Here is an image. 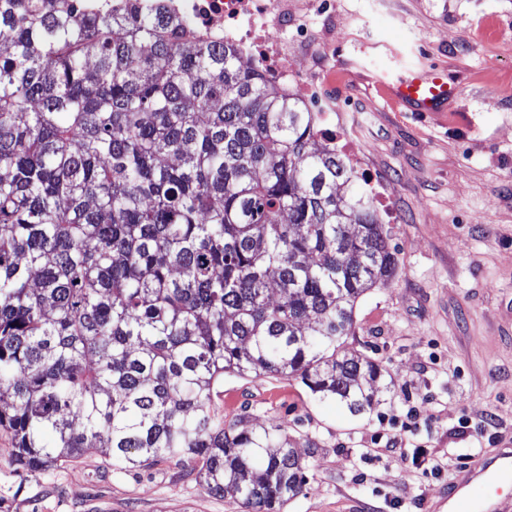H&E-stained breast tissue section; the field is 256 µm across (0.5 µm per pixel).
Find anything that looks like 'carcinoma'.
I'll return each mask as SVG.
<instances>
[{
    "mask_svg": "<svg viewBox=\"0 0 512 512\" xmlns=\"http://www.w3.org/2000/svg\"><path fill=\"white\" fill-rule=\"evenodd\" d=\"M140 3L0 0V432L23 470L191 462L280 512L308 481L288 427L224 422L214 386L370 409L382 368L345 344L388 229L320 113Z\"/></svg>",
    "mask_w": 512,
    "mask_h": 512,
    "instance_id": "carcinoma-1",
    "label": "carcinoma"
}]
</instances>
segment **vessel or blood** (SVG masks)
Masks as SVG:
<instances>
[{
	"mask_svg": "<svg viewBox=\"0 0 512 512\" xmlns=\"http://www.w3.org/2000/svg\"><path fill=\"white\" fill-rule=\"evenodd\" d=\"M382 90L404 111H445L461 88L446 71L430 66L404 69ZM448 512H512V448L465 464L448 491Z\"/></svg>",
	"mask_w": 512,
	"mask_h": 512,
	"instance_id": "b4317fda",
	"label": "vessel or blood"
}]
</instances>
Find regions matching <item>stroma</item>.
<instances>
[{
    "instance_id": "35a3bbf8",
    "label": "stroma",
    "mask_w": 512,
    "mask_h": 512,
    "mask_svg": "<svg viewBox=\"0 0 512 512\" xmlns=\"http://www.w3.org/2000/svg\"><path fill=\"white\" fill-rule=\"evenodd\" d=\"M304 101L357 134L356 186L389 230L396 277L355 308L348 347L382 390L353 417L279 375H225L226 422L287 425L309 480L282 512H442L449 478L512 439V0H288ZM423 63L463 89L446 111H398L379 77ZM315 450H307V441ZM424 457L414 460L413 448ZM445 473L427 474L428 458ZM0 512H244L173 461L138 470L96 451L24 472L0 433Z\"/></svg>"
}]
</instances>
